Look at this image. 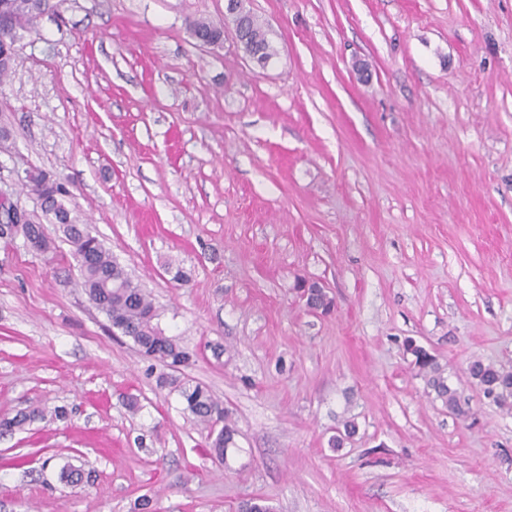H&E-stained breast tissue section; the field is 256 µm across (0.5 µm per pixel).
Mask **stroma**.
<instances>
[{
	"label": "stroma",
	"mask_w": 512,
	"mask_h": 512,
	"mask_svg": "<svg viewBox=\"0 0 512 512\" xmlns=\"http://www.w3.org/2000/svg\"><path fill=\"white\" fill-rule=\"evenodd\" d=\"M247 6L277 51L265 68L191 38L224 0H62L0 83L8 204L43 218L14 170L62 182L192 355H141L66 241L0 239V418L46 411L0 435V512H512V409L468 375L512 368V0ZM178 381L231 412L224 463ZM405 351L413 357L411 362L417 373L428 377V383L434 388L437 397L448 406V409L462 412L458 393L456 389L448 385L437 358L413 340L406 341Z\"/></svg>",
	"instance_id": "35a3bbf8"
}]
</instances>
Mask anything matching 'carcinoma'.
I'll return each instance as SVG.
<instances>
[{"label":"carcinoma","instance_id":"obj_1","mask_svg":"<svg viewBox=\"0 0 512 512\" xmlns=\"http://www.w3.org/2000/svg\"><path fill=\"white\" fill-rule=\"evenodd\" d=\"M60 0H0V15H8L11 30L20 36L34 31L42 16L55 13ZM39 200L42 213L72 247V256L80 271V285L90 301L113 324L126 326L141 354L163 364L176 365L189 361L190 353L175 340L164 335L154 323L156 311L151 298L140 284L134 282L124 267L112 256L102 241L92 234L88 225L77 223L65 202L68 190L42 170H32L26 183ZM6 240L23 238L24 243L37 251L49 248L51 240L41 223L8 224L0 234ZM406 353L412 356L417 373L428 378L440 398L452 411H461L460 398L450 387L437 358L412 340L405 343ZM469 376L476 380L483 394L501 407L512 406V370L496 368L480 361L469 367ZM184 410L189 412L208 434L210 454L224 463L229 448L235 446L237 429L228 409L209 390L200 385H184L179 389ZM44 410L32 406L11 418L0 421V427L13 431L44 419Z\"/></svg>","mask_w":512,"mask_h":512}]
</instances>
